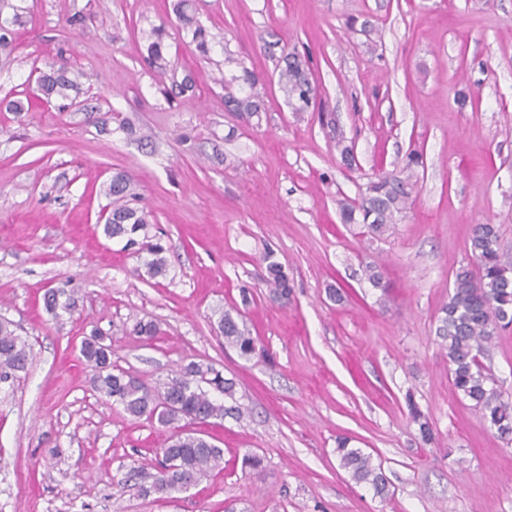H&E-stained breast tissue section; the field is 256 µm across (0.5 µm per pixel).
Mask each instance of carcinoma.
<instances>
[{
	"mask_svg": "<svg viewBox=\"0 0 512 512\" xmlns=\"http://www.w3.org/2000/svg\"><path fill=\"white\" fill-rule=\"evenodd\" d=\"M23 7L12 0H0V52L11 53L14 49L15 25L21 18ZM176 18L181 29L191 33L192 42L201 56L210 53L212 42L208 29L193 10L190 0H177ZM168 35L167 22L150 28L144 33L145 60L158 75L165 74L162 61ZM224 61L234 63L240 74L231 79L220 77L217 83L224 85V108L242 119L249 120L264 111V101L257 90L258 76L249 70L229 51H224ZM278 83L288 102L296 112H304L314 95L307 62L293 53H281L278 57ZM85 73L72 70L67 61L58 67L39 72L38 89L46 98L69 99L68 91L81 85ZM248 88L249 92L238 95L231 90V83ZM423 164L422 155L412 151L406 158L403 178L379 173L369 181L360 201L345 204L341 208V219L345 224H361L367 233L381 236L396 223L397 217L406 209L412 194L414 168ZM110 199L108 215L103 224V233L109 239L124 238L126 245L137 247L136 253L142 261L145 274L151 279L168 275L169 264L165 248L160 240L145 235L137 240L138 233L153 223L152 213L144 206H136L138 196L132 178L117 172L104 187ZM469 248L476 269L460 267L454 274L452 293L441 308L436 335L448 358V367L454 389L468 399L489 426L496 430L506 444L512 443V401L504 394L494 376L482 362L487 345L499 330L512 325V269L505 265L500 255L499 232L494 224H477L469 238ZM363 279L371 287L386 292L383 276L377 267L363 266ZM266 283L271 293L286 299L291 293L288 274L282 265L272 261L267 266ZM65 301H60V298ZM46 310L54 315L72 313L75 300L64 288H52L44 296ZM218 330L224 344L247 357L255 351V340L246 328L240 326L225 310L217 319ZM82 357L93 367L95 389L105 397L118 403L134 418L156 421L170 432L160 449L161 459L155 472L140 470V490L145 495H168L181 491L183 481L196 482L215 470L224 469V451L208 440L200 430L211 420H222L226 415L240 419L243 411L239 406H225L212 398L202 384L215 385L225 397L234 398V385L228 379L211 376L214 368L210 364L190 363L180 376L168 380L160 387L149 388L130 373L112 366L111 346L104 342L103 334L86 338L81 343ZM32 361V349L28 342L11 329V324L0 322V382H7L27 370ZM413 422L418 424L422 438L432 441V430L428 419L419 407L407 399ZM339 465L358 484H366L374 495H387V478L380 467L373 465L371 456L359 448H350L338 443Z\"/></svg>",
	"mask_w": 512,
	"mask_h": 512,
	"instance_id": "cac0c4a2",
	"label": "carcinoma"
}]
</instances>
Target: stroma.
Listing matches in <instances>:
<instances>
[{"mask_svg": "<svg viewBox=\"0 0 512 512\" xmlns=\"http://www.w3.org/2000/svg\"><path fill=\"white\" fill-rule=\"evenodd\" d=\"M175 2L27 0L0 57V99L30 105L0 106V318L33 350L0 384V512H512V446L455 392L436 336L473 225L499 227L512 265V0H193L215 37L205 57ZM162 20L168 73L195 81L182 97L143 60L141 32ZM274 41L308 61L314 109L285 102ZM228 50L266 86L260 119L224 110ZM62 57L88 75L67 109L28 93ZM413 149L423 164L397 224L373 238L342 223V204L401 174ZM118 171L154 215L166 279L141 275L97 222ZM269 254L288 302L264 285ZM365 263L388 294L362 280ZM51 288L71 292L73 314L45 311ZM233 309L256 340L247 357L212 328ZM140 320L155 339L134 334ZM96 330L148 385L192 362L234 381L248 417L208 428L223 471L140 492L134 472L152 470L167 433L94 390L80 345ZM486 363L512 397V326ZM342 438L380 465L386 497L340 467Z\"/></svg>", "mask_w": 512, "mask_h": 512, "instance_id": "35a3bbf8", "label": "stroma"}]
</instances>
